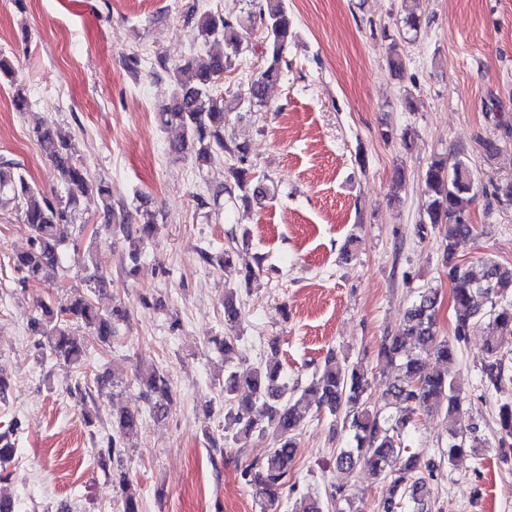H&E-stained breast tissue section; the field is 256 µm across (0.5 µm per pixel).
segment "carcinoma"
Listing matches in <instances>:
<instances>
[{"label":"carcinoma","instance_id":"1","mask_svg":"<svg viewBox=\"0 0 512 512\" xmlns=\"http://www.w3.org/2000/svg\"><path fill=\"white\" fill-rule=\"evenodd\" d=\"M254 10L247 18L226 15L218 9L199 11L197 3L187 4L186 24L193 39L224 40V51L188 58L184 63L168 66L158 56V65L170 71L174 83L172 101L161 113L165 125H175L181 138L171 144L176 154H192L198 165H211L231 160L225 167V180L248 203L265 197L267 188L260 184L252 165L248 164L249 148L225 134L227 114L247 103L251 107L265 105V89L279 80L288 69L285 53L294 37L293 23L286 0H252ZM260 33L264 65L247 89V96L224 95V74L235 67L245 49L244 42ZM14 88L12 105L24 113L30 103L25 87L19 81V68L14 58L0 52V81ZM45 157L60 175L62 190L46 194L36 188L17 162L0 158V208L10 204L31 234L28 250L9 258L22 283L36 284L47 268L63 267L68 258L61 250V227L75 223L83 200L97 197L105 228L118 226L128 242V256L137 263L143 248L156 230V214L151 200L141 198L135 214H116L112 205L111 186L94 180L83 165L73 161L72 138L43 119L32 130ZM424 212L429 223L445 227L441 241L443 258L448 268L454 313L451 335L440 333L438 310L440 295L435 288L418 292L407 311L401 329L387 336L379 356L392 368L386 390L385 413L370 405L371 371L363 361L339 359L329 353L316 369L311 382L299 397L288 393L280 382L279 364L259 365L248 371H232L224 377V439L239 441L253 435L264 436L273 429V448L261 463L245 465L241 477L250 486L262 512L277 505L293 491L291 470L299 456L297 431L303 420L302 402L314 396L318 409L342 424L350 437V446L336 455V467L353 474L368 467L390 479V496L381 501L379 512H432L428 488L436 466L420 454L404 446L403 434L414 416L445 411L448 422V460L465 451L477 453L482 447L478 427L466 417L465 400L456 383L453 366L458 348L482 319H489L492 331L486 336V359L482 380L486 390L497 391L507 380L503 348L512 344V266L488 259L479 275L473 274L456 260L460 243L473 238L477 227L472 220V205L478 196L473 168L458 153H450L430 162L422 176ZM489 196L499 202H512V178L493 185ZM104 246L98 232H92L85 249L74 246L77 260L95 270L102 265ZM262 257L224 251V271L247 284L260 269ZM62 297H49L38 302L39 317L31 323L37 347L57 359L79 367L85 364L86 349L73 334V326L84 327L94 340L109 344L115 323L125 319L126 309L117 304L110 311L97 307L87 293L71 286ZM481 295L489 308L481 311L474 298ZM242 320L240 304L228 297L224 300V337L214 342L228 355L235 352ZM412 350H406V345ZM143 395L151 402V412L165 416L172 404L168 377L150 365L137 375ZM500 436L499 456L512 459V403H504L498 412ZM142 427V419L124 412L112 415V437L107 452L114 455ZM18 420L8 422L0 431V463L11 461L16 448L12 440ZM120 492L123 512H140L139 494L123 471L113 474Z\"/></svg>","mask_w":512,"mask_h":512}]
</instances>
